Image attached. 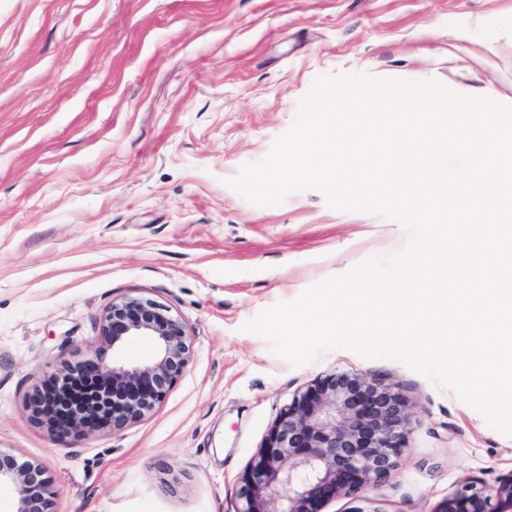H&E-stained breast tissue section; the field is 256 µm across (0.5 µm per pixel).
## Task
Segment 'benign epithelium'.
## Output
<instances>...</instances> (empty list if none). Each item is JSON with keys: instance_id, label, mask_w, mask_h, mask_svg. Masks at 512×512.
Wrapping results in <instances>:
<instances>
[{"instance_id": "benign-epithelium-1", "label": "benign epithelium", "mask_w": 512, "mask_h": 512, "mask_svg": "<svg viewBox=\"0 0 512 512\" xmlns=\"http://www.w3.org/2000/svg\"><path fill=\"white\" fill-rule=\"evenodd\" d=\"M147 336L154 351L146 360L116 365L107 352ZM192 357L187 324L150 300L112 302L100 320L94 358L64 377L90 374L101 384L98 402L56 415L64 390L54 385L29 398L33 416L54 418L51 432L80 438L104 426L120 432L144 419L185 373ZM410 412L406 400L382 379L331 375L295 395L272 423L263 444L239 477L235 512H321L340 496L352 497L396 470L406 449ZM15 495L14 512H55L57 492L38 463L19 462L0 450V486ZM440 512H512V472L490 487L463 480Z\"/></svg>"}]
</instances>
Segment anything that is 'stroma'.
I'll return each instance as SVG.
<instances>
[{"label":"stroma","mask_w":512,"mask_h":512,"mask_svg":"<svg viewBox=\"0 0 512 512\" xmlns=\"http://www.w3.org/2000/svg\"><path fill=\"white\" fill-rule=\"evenodd\" d=\"M333 73L512 104V0H0V449L44 467L57 512H234L275 418L334 373L384 379L413 417L395 473L323 512H439L512 473V437L404 364L294 367L242 329L405 243L315 191L256 206L226 185ZM126 297L185 319L188 368L139 423L55 440L28 396Z\"/></svg>","instance_id":"stroma-1"}]
</instances>
